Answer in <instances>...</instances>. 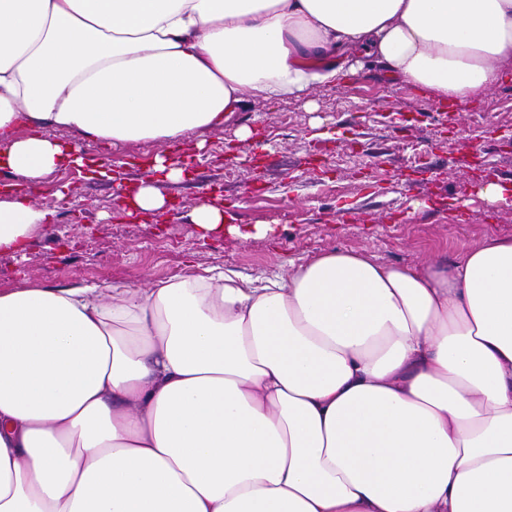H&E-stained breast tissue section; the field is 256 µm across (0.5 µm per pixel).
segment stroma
<instances>
[{"label": "stroma", "mask_w": 512, "mask_h": 512, "mask_svg": "<svg viewBox=\"0 0 512 512\" xmlns=\"http://www.w3.org/2000/svg\"><path fill=\"white\" fill-rule=\"evenodd\" d=\"M249 128L240 139V128ZM512 76L456 105L387 76L373 58L299 96L251 101L224 127L172 147L189 163L181 182L156 181L161 212L129 215V187L145 173L148 143H83L120 180L58 169L35 189L55 218L24 252L0 253V289L105 281L146 288L206 268L289 275L336 249L395 265L455 262L490 235L512 236V192L486 204V170L512 188ZM219 196L231 223L267 234L200 238L188 214Z\"/></svg>", "instance_id": "1"}]
</instances>
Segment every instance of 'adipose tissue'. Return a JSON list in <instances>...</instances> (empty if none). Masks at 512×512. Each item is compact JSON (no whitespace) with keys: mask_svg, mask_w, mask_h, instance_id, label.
<instances>
[{"mask_svg":"<svg viewBox=\"0 0 512 512\" xmlns=\"http://www.w3.org/2000/svg\"><path fill=\"white\" fill-rule=\"evenodd\" d=\"M359 48L462 102L512 70V0H0V252L54 220L57 131L176 144ZM187 174L156 153L134 207ZM0 512H512V237L0 290Z\"/></svg>","mask_w":512,"mask_h":512,"instance_id":"obj_1","label":"adipose tissue"}]
</instances>
